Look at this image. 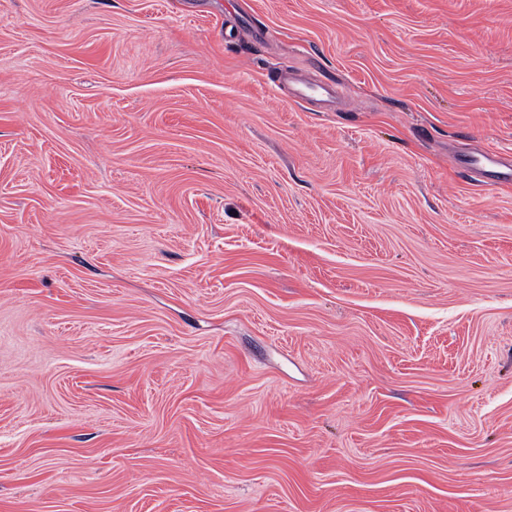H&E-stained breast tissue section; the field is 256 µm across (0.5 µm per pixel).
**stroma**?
Returning a JSON list of instances; mask_svg holds the SVG:
<instances>
[{
  "label": "stroma",
  "mask_w": 512,
  "mask_h": 512,
  "mask_svg": "<svg viewBox=\"0 0 512 512\" xmlns=\"http://www.w3.org/2000/svg\"><path fill=\"white\" fill-rule=\"evenodd\" d=\"M508 151L512 0H0V512H512ZM486 160L483 164H478L472 160H465L464 167L461 168L467 175H477L480 177L477 181L488 185H509L512 184V161L506 163L502 160L499 153L484 154Z\"/></svg>",
  "instance_id": "1"
}]
</instances>
